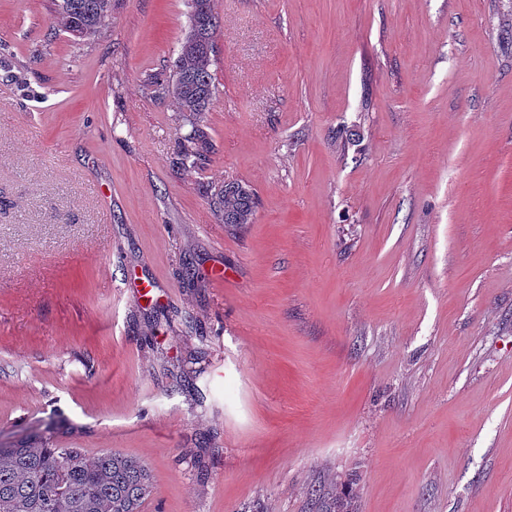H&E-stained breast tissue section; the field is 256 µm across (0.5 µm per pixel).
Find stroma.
Listing matches in <instances>:
<instances>
[{"label": "stroma", "instance_id": "stroma-1", "mask_svg": "<svg viewBox=\"0 0 512 512\" xmlns=\"http://www.w3.org/2000/svg\"><path fill=\"white\" fill-rule=\"evenodd\" d=\"M0 0V446L145 461L143 512H512V0H215V151L169 76L185 0L73 44ZM258 198L220 223L206 195ZM198 277L186 281L184 264ZM211 192L212 190H210L212 206L222 223L242 226L253 222L256 197L248 185L228 182L213 193Z\"/></svg>", "mask_w": 512, "mask_h": 512}]
</instances>
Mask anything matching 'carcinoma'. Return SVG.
Listing matches in <instances>:
<instances>
[{
  "label": "carcinoma",
  "mask_w": 512,
  "mask_h": 512,
  "mask_svg": "<svg viewBox=\"0 0 512 512\" xmlns=\"http://www.w3.org/2000/svg\"><path fill=\"white\" fill-rule=\"evenodd\" d=\"M188 31L171 62L169 79L147 77L168 96L191 130L182 137L173 165L197 167L213 151L206 114L217 93L214 65L219 18L214 0H186ZM112 16V0H59L55 23L79 44L95 38ZM224 224L253 222L256 197L248 185L228 182L211 193ZM156 491L149 467L139 458L108 449L90 460L82 448L57 446L47 429L9 448L0 447V512H141ZM320 512H353L351 493L318 497Z\"/></svg>",
  "instance_id": "obj_1"
}]
</instances>
